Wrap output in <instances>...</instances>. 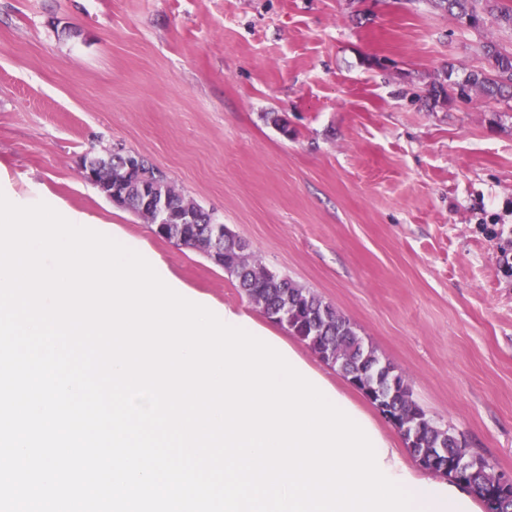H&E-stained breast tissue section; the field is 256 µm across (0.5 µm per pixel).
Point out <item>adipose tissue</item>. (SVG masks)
I'll return each instance as SVG.
<instances>
[{"instance_id":"obj_1","label":"adipose tissue","mask_w":512,"mask_h":512,"mask_svg":"<svg viewBox=\"0 0 512 512\" xmlns=\"http://www.w3.org/2000/svg\"><path fill=\"white\" fill-rule=\"evenodd\" d=\"M375 436L383 452L384 469L403 479V487L414 494L416 505L429 508L430 512H483V503L468 487L447 476L432 475L409 464L383 430H376Z\"/></svg>"}]
</instances>
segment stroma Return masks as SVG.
<instances>
[{
    "instance_id": "obj_1",
    "label": "stroma",
    "mask_w": 512,
    "mask_h": 512,
    "mask_svg": "<svg viewBox=\"0 0 512 512\" xmlns=\"http://www.w3.org/2000/svg\"><path fill=\"white\" fill-rule=\"evenodd\" d=\"M490 40L512 51L435 0H0V183L40 185L250 307L81 175L116 146L145 155L512 473V99L454 87Z\"/></svg>"
}]
</instances>
